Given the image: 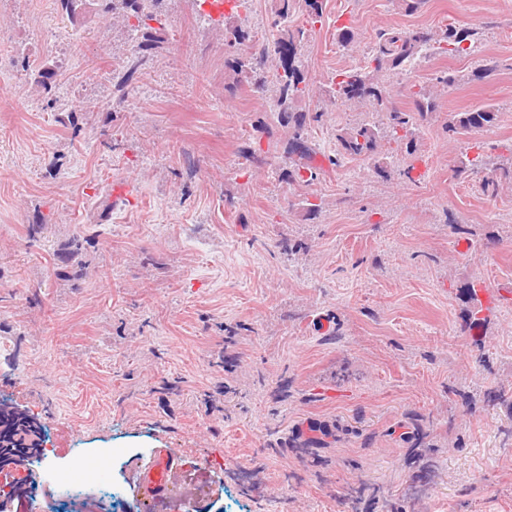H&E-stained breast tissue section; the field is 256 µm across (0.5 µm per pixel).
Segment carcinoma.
Segmentation results:
<instances>
[{
    "mask_svg": "<svg viewBox=\"0 0 512 512\" xmlns=\"http://www.w3.org/2000/svg\"><path fill=\"white\" fill-rule=\"evenodd\" d=\"M112 11L120 12L128 20H134L138 33V49L128 69V76L137 73L141 60L166 42L160 30L149 25L156 20V8L163 0H108ZM277 36L273 43H254L252 28L233 16L224 17V43L230 47H244V51L224 59V68L237 82L253 85L255 91L271 88L275 106L271 111L272 123L258 121L256 128L268 137L267 149L252 137L243 139L239 157L250 163H264L266 156H276L284 161L279 168L281 181L291 186H308L318 176L321 167L315 164L318 148L309 139V127L320 122L321 112L304 111L298 102L313 94V84L308 78L307 65L302 53L304 30L288 25V19L300 12L307 23H315L323 17L324 0H274ZM479 35L476 30L450 25L440 32L427 30L384 29L380 31L369 52L367 61L349 69L336 72L320 93L334 104L354 102L368 104L382 114L381 124L364 123L359 126L336 130L338 145L336 157L328 159L337 166L341 159L350 157L373 162L376 173L387 177L391 159L397 155L406 160L403 175L414 180L413 161L417 158V119L426 117L436 109L431 90L420 87L410 91L414 109L402 110L391 100L388 89L390 75L406 68L424 47L432 54L473 55L476 57L472 77L483 80L498 70V62L478 56ZM498 111L492 105H482L464 112L448 115L446 128L452 134H475L496 125ZM488 162L476 158L456 170L462 176L479 168H487ZM490 168V167H488ZM512 179V166H494L484 177L483 188L497 190L498 177ZM83 239L72 238L56 255V272L59 278H76L84 269L82 261ZM492 405H501L512 411V388H497L487 393Z\"/></svg>",
    "mask_w": 512,
    "mask_h": 512,
    "instance_id": "carcinoma-1",
    "label": "carcinoma"
}]
</instances>
